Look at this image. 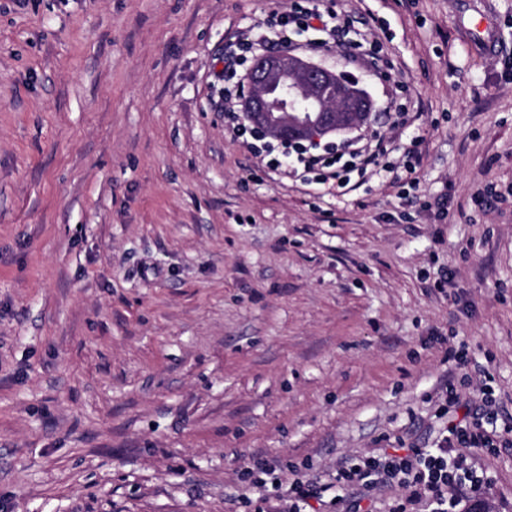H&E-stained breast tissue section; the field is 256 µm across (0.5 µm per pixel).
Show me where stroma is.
<instances>
[{"label": "stroma", "instance_id": "stroma-1", "mask_svg": "<svg viewBox=\"0 0 512 512\" xmlns=\"http://www.w3.org/2000/svg\"><path fill=\"white\" fill-rule=\"evenodd\" d=\"M290 4L0 0V512H282L264 455L344 512L339 462L482 406L502 433L456 506L512 512V0H347L419 106V207L272 179L225 133L228 37ZM311 56L388 131L369 60Z\"/></svg>", "mask_w": 512, "mask_h": 512}]
</instances>
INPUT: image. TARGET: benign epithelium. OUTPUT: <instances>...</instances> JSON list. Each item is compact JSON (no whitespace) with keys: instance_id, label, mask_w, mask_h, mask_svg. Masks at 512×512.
<instances>
[{"instance_id":"obj_1","label":"benign epithelium","mask_w":512,"mask_h":512,"mask_svg":"<svg viewBox=\"0 0 512 512\" xmlns=\"http://www.w3.org/2000/svg\"><path fill=\"white\" fill-rule=\"evenodd\" d=\"M243 112L268 137L297 146L372 125L375 103L359 79L284 50L254 59Z\"/></svg>"}]
</instances>
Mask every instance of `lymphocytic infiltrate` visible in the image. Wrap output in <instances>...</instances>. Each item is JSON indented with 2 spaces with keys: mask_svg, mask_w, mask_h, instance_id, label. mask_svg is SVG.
Masks as SVG:
<instances>
[{
  "mask_svg": "<svg viewBox=\"0 0 512 512\" xmlns=\"http://www.w3.org/2000/svg\"><path fill=\"white\" fill-rule=\"evenodd\" d=\"M315 31L311 45L321 49L346 42L370 57L376 73L397 95L391 98L387 119L390 134L373 133L370 138L353 140L341 150L309 144L303 147L276 145L265 135L249 130L243 122L238 99L242 87L239 72L248 55L268 48L289 47L295 35ZM406 81L383 43L367 30L355 27L348 11L338 9L336 0H293L289 10L273 13L259 26L235 35L224 48V125L267 168L270 176L288 175L305 186L316 185L343 197L357 190L372 176L388 173L393 183L412 184L419 162L418 136L409 142H396L393 133L409 132L416 121L414 106L404 91ZM480 422H452L446 436L435 448H408L404 453H383L363 457L355 464L342 463L336 469L339 487L362 486L375 494L400 484L426 492L428 512H448L449 491L472 482V473L459 466L454 446H492Z\"/></svg>",
  "mask_w": 512,
  "mask_h": 512,
  "instance_id": "lymphocytic-infiltrate-1",
  "label": "lymphocytic infiltrate"
}]
</instances>
